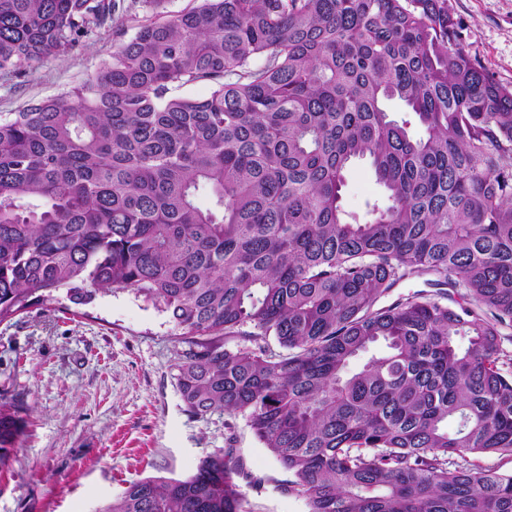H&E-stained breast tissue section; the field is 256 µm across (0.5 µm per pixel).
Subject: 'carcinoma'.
<instances>
[{
  "label": "carcinoma",
  "mask_w": 512,
  "mask_h": 512,
  "mask_svg": "<svg viewBox=\"0 0 512 512\" xmlns=\"http://www.w3.org/2000/svg\"><path fill=\"white\" fill-rule=\"evenodd\" d=\"M144 2L94 77L0 114V323L131 290L185 345L186 412L242 415L309 512H512V474L455 462L512 457V88L448 0ZM135 5L0 0V75ZM357 159L384 189L364 223L341 205ZM410 275L432 290L379 306ZM22 428L0 404V462ZM227 456L101 512H248Z\"/></svg>",
  "instance_id": "1"
}]
</instances>
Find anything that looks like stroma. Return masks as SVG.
Masks as SVG:
<instances>
[{
    "label": "stroma",
    "mask_w": 512,
    "mask_h": 512,
    "mask_svg": "<svg viewBox=\"0 0 512 512\" xmlns=\"http://www.w3.org/2000/svg\"><path fill=\"white\" fill-rule=\"evenodd\" d=\"M465 49L512 88V0H448ZM106 29L74 52L49 57L25 77H0V114L80 85L112 59ZM381 192L366 161L342 191L359 220ZM182 350L166 314L133 292H100L86 304L54 300L0 323V402L26 424L0 462V512H100L130 482L191 475L232 449L247 512H309L288 491L292 475L228 412L192 417L174 375Z\"/></svg>",
    "instance_id": "stroma-1"
}]
</instances>
